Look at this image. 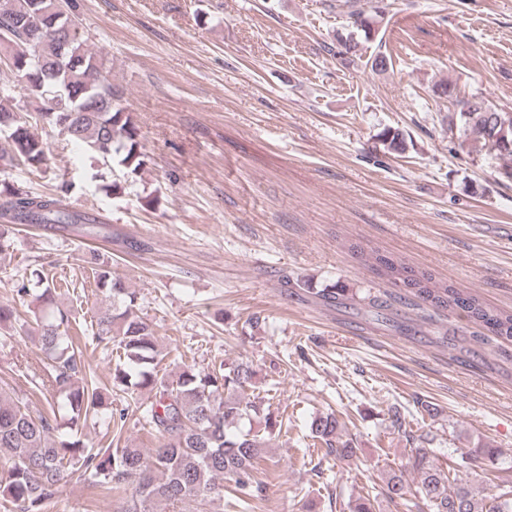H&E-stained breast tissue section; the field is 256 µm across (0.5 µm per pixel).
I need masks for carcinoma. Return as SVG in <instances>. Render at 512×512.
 Wrapping results in <instances>:
<instances>
[{"label":"carcinoma","mask_w":512,"mask_h":512,"mask_svg":"<svg viewBox=\"0 0 512 512\" xmlns=\"http://www.w3.org/2000/svg\"><path fill=\"white\" fill-rule=\"evenodd\" d=\"M42 0H0V53L9 57L10 77L35 104L25 116L0 105V133L8 144L0 154L5 165L24 166L28 172L48 165L46 142L33 127L52 129L67 125V140L80 143L92 157L112 161L137 174L146 166L133 113L121 103L112 86L104 56L74 34L66 59L57 60L54 34L62 21L58 15L75 18L71 0H58L56 11L44 13L40 24L45 39L36 41L28 22L42 9ZM356 30L369 41L376 33L384 11L368 0L366 6L351 8ZM460 132L482 140L501 161L498 174L512 181V112H503L481 96L455 97ZM389 153L408 148L404 134L385 129L379 134ZM69 187L54 195L36 194L25 187L0 180V253L14 245L19 224H58L66 230L89 224L84 213L64 204ZM101 286L112 300V308L90 325L92 338L109 349L117 346L119 360L112 369V387L127 395L147 392L145 400L108 409L112 395L97 386L83 371L79 348L70 330L76 325L71 309L54 310L57 288L46 275L34 270L12 280L19 299L33 297L39 303L34 321L22 320L14 308L0 304V328H18L36 333L43 359L36 376L51 387L53 395L46 412L33 416L18 399L0 396V454L7 462L0 469V500L16 512H45L60 484L79 473L90 479L92 488H103L121 503L117 512H158L170 505L179 512L190 502L224 497V481L233 483L238 500L253 483V471L264 458L283 421L262 401L246 396L257 377L248 363L221 364L208 370L187 366L176 377L168 376L159 364L164 359L152 325L141 316L137 293L112 274L99 254L89 253ZM379 274L401 284L436 308L467 317L493 336L512 340V310L491 308L478 295L447 284H437L428 274H417L391 259L376 256ZM320 297L329 305L342 306L346 289L336 285L322 289ZM138 415L158 437V446L147 452L135 446L93 448L81 440L89 420L107 419L113 437L119 439L129 414ZM343 425L333 412L319 413L310 422V432L324 447L325 455L339 462L356 455L352 441L343 438ZM501 452L484 445L462 448L456 460L443 470L429 449H410L405 464L389 474L386 497L406 512H512V482L494 498L477 491L463 473L478 459L494 461ZM417 478L410 490L405 474Z\"/></svg>","instance_id":"1"}]
</instances>
